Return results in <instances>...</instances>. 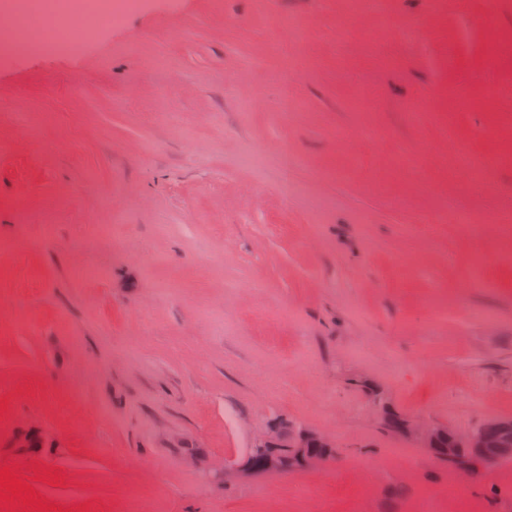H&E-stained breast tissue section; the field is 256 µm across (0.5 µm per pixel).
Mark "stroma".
Instances as JSON below:
<instances>
[{
	"mask_svg": "<svg viewBox=\"0 0 512 512\" xmlns=\"http://www.w3.org/2000/svg\"><path fill=\"white\" fill-rule=\"evenodd\" d=\"M384 2L0 60V512H512V459L463 483L368 404L512 419V0ZM276 418L335 463L220 478Z\"/></svg>",
	"mask_w": 512,
	"mask_h": 512,
	"instance_id": "stroma-1",
	"label": "stroma"
}]
</instances>
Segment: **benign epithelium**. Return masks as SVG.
Returning <instances> with one entry per match:
<instances>
[{"mask_svg": "<svg viewBox=\"0 0 512 512\" xmlns=\"http://www.w3.org/2000/svg\"><path fill=\"white\" fill-rule=\"evenodd\" d=\"M399 432L417 440L422 447L438 458L451 453L441 447V440L448 430L416 419L398 418ZM461 446L471 450L474 464L460 469L466 477L473 479L506 457H512V420H492L476 431L462 435L453 433ZM331 441L326 435L299 428L280 443L270 437L259 440L246 455L237 469L242 476L267 471L286 474L297 468L326 466L335 456L331 452Z\"/></svg>", "mask_w": 512, "mask_h": 512, "instance_id": "benign-epithelium-1", "label": "benign epithelium"}]
</instances>
